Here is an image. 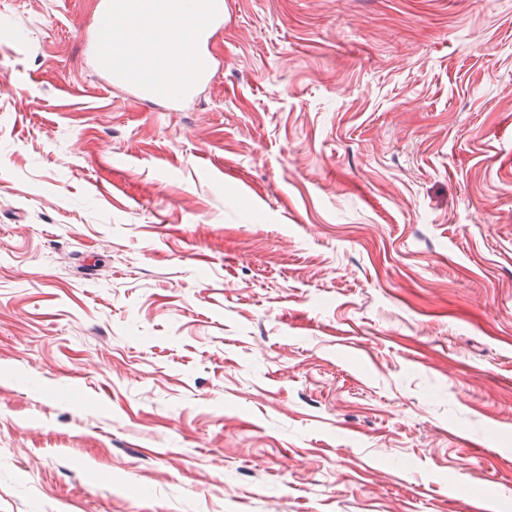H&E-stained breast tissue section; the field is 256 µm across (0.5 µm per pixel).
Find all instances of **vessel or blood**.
I'll use <instances>...</instances> for the list:
<instances>
[{
  "mask_svg": "<svg viewBox=\"0 0 512 512\" xmlns=\"http://www.w3.org/2000/svg\"><path fill=\"white\" fill-rule=\"evenodd\" d=\"M108 9L103 10L97 19L99 28L109 27L116 14L137 12L150 15L159 9L179 10L181 0H108ZM202 22L196 29L197 43H204L214 29L224 25V6L219 0H198ZM98 60L113 81L134 89L141 97L180 99L190 94L204 82L213 70V64L203 52H194L191 59L177 62L173 44L162 45L157 52V62L153 72L137 76L130 74L124 61L109 52L107 46L98 45Z\"/></svg>",
  "mask_w": 512,
  "mask_h": 512,
  "instance_id": "obj_1",
  "label": "vessel or blood"
}]
</instances>
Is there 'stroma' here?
Returning a JSON list of instances; mask_svg holds the SVG:
<instances>
[{
	"mask_svg": "<svg viewBox=\"0 0 512 512\" xmlns=\"http://www.w3.org/2000/svg\"><path fill=\"white\" fill-rule=\"evenodd\" d=\"M0 0V512H512V0H224L137 99Z\"/></svg>",
	"mask_w": 512,
	"mask_h": 512,
	"instance_id": "35a3bbf8",
	"label": "stroma"
}]
</instances>
